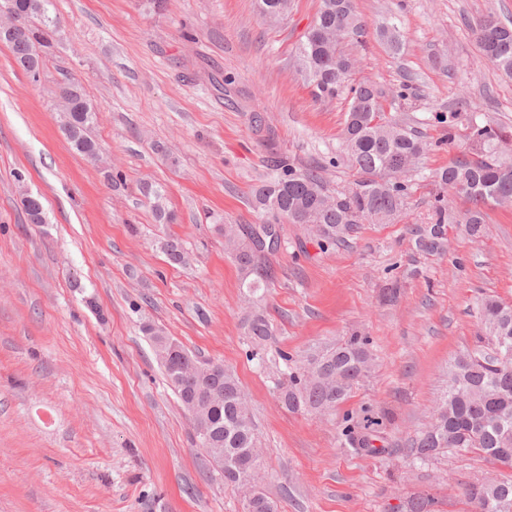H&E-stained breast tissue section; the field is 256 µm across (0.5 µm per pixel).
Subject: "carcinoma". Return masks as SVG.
Wrapping results in <instances>:
<instances>
[{
  "mask_svg": "<svg viewBox=\"0 0 512 512\" xmlns=\"http://www.w3.org/2000/svg\"><path fill=\"white\" fill-rule=\"evenodd\" d=\"M18 26L0 42L6 45L16 64L36 79L46 64V49L61 30L57 16L50 14L53 0H9ZM292 0H260L265 20H281L291 10ZM475 43L483 58L512 76V22L493 14L482 15L471 25ZM366 24L356 0H320L316 15L295 48V64L320 101L343 97L348 100V125L343 129L344 150L358 176L355 186L333 194L312 168L296 169L282 160L273 161L281 173L253 192L255 207L273 219L289 224L308 221L319 224L321 246L345 242L362 224H391L403 213L408 199L411 168L398 163L421 157L430 143L409 132L402 124L386 120L377 127L364 122V114L381 109V93L368 83H354L355 60L348 46L363 43ZM376 36L396 54L402 45V31L393 18L385 19ZM61 111L69 113L72 130H63L71 148L90 161L99 157L100 145L90 133L97 113L83 86L68 79L59 86ZM471 149L453 159L437 175L436 193L429 222L412 229L415 246L435 255L445 251L448 225H464L466 234L480 239L492 205H512V135L491 125H470ZM158 224H169L173 213L166 207L165 191L146 187ZM462 199L467 207L456 212L453 200ZM225 248L242 276V285L253 297L243 321L247 336L263 345L274 336L264 309L254 300L265 287L268 272L262 259L269 250L255 239L251 224H217ZM159 248L174 264L184 261L182 243L173 236L158 240ZM484 335L480 345L455 357L448 369L444 390L432 408V422L422 429L409 448L413 460L426 463L448 451H478L503 466L512 468V454L503 457L501 448L512 449V304L487 298L478 309ZM177 353L171 359L158 358L165 376L191 417L193 432L210 424L214 443L224 449V483L238 486L241 472L231 468V459L249 460L245 449L257 447V429L241 386L233 371L226 368L218 377H208L199 367L204 362L190 354L175 338ZM372 364L370 340L350 335L332 346L314 352L307 364L291 366L280 382L279 402L292 413L323 414L336 410L352 390L369 374ZM206 408L202 417L194 406ZM343 447L376 451L375 436L359 431L350 417L338 435ZM472 512H512V481L464 488ZM437 501L418 492L407 501L406 512H435Z\"/></svg>",
  "mask_w": 512,
  "mask_h": 512,
  "instance_id": "obj_1",
  "label": "carcinoma"
}]
</instances>
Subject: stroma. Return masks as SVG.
<instances>
[{"label": "stroma", "instance_id": "obj_1", "mask_svg": "<svg viewBox=\"0 0 512 512\" xmlns=\"http://www.w3.org/2000/svg\"><path fill=\"white\" fill-rule=\"evenodd\" d=\"M144 3L54 0L61 33L36 80L0 44V512H242L194 439L148 323L235 372L258 429L259 487L280 512H391L416 491L439 512H469L466 483L512 470L479 453L419 465L407 451L449 364L481 334L480 302L512 304V205L490 208L476 242L449 225L441 256L417 251L410 230L427 223L436 174L468 149L470 123L512 130V78L480 58L469 30L487 13L512 20V0H357L369 33L350 50L356 79L433 149L397 223L327 249L306 225L281 224L262 300L276 336L261 348L244 333L246 289L214 227L263 223L252 192L276 176L273 158L317 167L334 193L356 179L346 100L314 101L295 65L319 0H294L276 22L259 0H167L157 14ZM388 17L403 31L396 55L374 33ZM67 78L99 114L100 164L62 131L55 91ZM148 184L163 187L173 224L155 223ZM26 193L41 196L44 223H28ZM166 233L186 263L161 252ZM354 332L374 361L348 401L326 415L283 408L285 356L306 360ZM349 416L375 425L383 454L339 445Z\"/></svg>", "mask_w": 512, "mask_h": 512}]
</instances>
